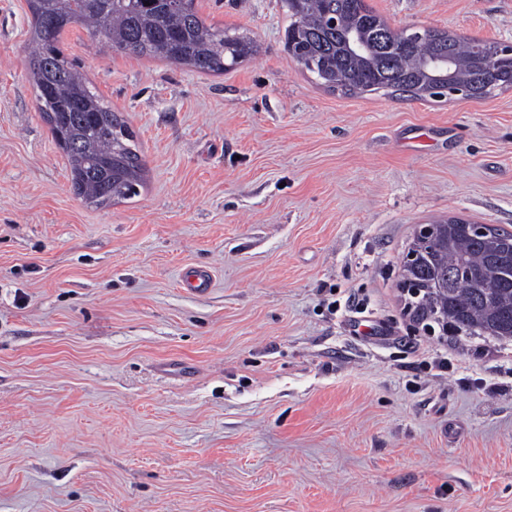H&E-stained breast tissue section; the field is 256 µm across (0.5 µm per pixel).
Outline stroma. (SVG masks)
Listing matches in <instances>:
<instances>
[{
    "instance_id": "obj_1",
    "label": "stroma",
    "mask_w": 512,
    "mask_h": 512,
    "mask_svg": "<svg viewBox=\"0 0 512 512\" xmlns=\"http://www.w3.org/2000/svg\"><path fill=\"white\" fill-rule=\"evenodd\" d=\"M366 2L512 45V0ZM196 5L259 53L202 74L64 35L147 163L95 207L0 0V512H512V344L425 332L400 287L419 225L512 230V88L331 90L280 0ZM187 289L194 293H205L213 285L212 273L207 269L189 267L183 271Z\"/></svg>"
}]
</instances>
